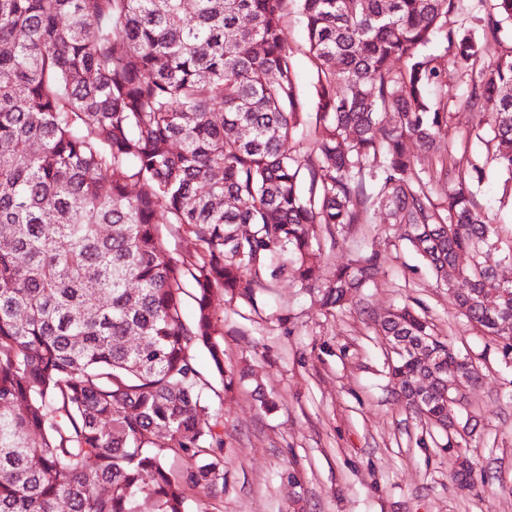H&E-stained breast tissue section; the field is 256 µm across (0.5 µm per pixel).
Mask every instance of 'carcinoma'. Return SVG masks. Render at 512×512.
Instances as JSON below:
<instances>
[{
  "instance_id": "obj_1",
  "label": "carcinoma",
  "mask_w": 512,
  "mask_h": 512,
  "mask_svg": "<svg viewBox=\"0 0 512 512\" xmlns=\"http://www.w3.org/2000/svg\"><path fill=\"white\" fill-rule=\"evenodd\" d=\"M0 0V512H190L224 488L206 349L224 394L219 290L319 282L330 237L387 211L474 331L512 349V262L442 138L485 121L512 187V0ZM315 70L304 95L291 10ZM461 92L448 94V71ZM414 139L446 160L427 174ZM176 238L173 254L166 237ZM381 267L362 254L320 282L343 306ZM195 301L192 323L184 297ZM372 321L404 354L395 394L435 427L420 377L481 373L403 306ZM132 336L137 345L129 344Z\"/></svg>"
}]
</instances>
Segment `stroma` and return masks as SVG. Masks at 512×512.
<instances>
[{
    "mask_svg": "<svg viewBox=\"0 0 512 512\" xmlns=\"http://www.w3.org/2000/svg\"><path fill=\"white\" fill-rule=\"evenodd\" d=\"M479 115L457 112L446 138L483 168L470 188L503 245L512 244V194L488 163ZM325 269L376 251L382 271L344 309L326 312L318 289L292 279L256 289L252 300L215 296L224 363L240 382L209 413L224 438V489L190 495L191 512H512V350L473 331L385 212L329 237L314 228ZM415 305L462 355L481 383L455 411L473 430L468 446L443 447L412 418L388 381L390 348L368 319ZM274 401L273 410L262 399ZM477 475L457 479L460 457Z\"/></svg>",
    "mask_w": 512,
    "mask_h": 512,
    "instance_id": "obj_1",
    "label": "stroma"
}]
</instances>
